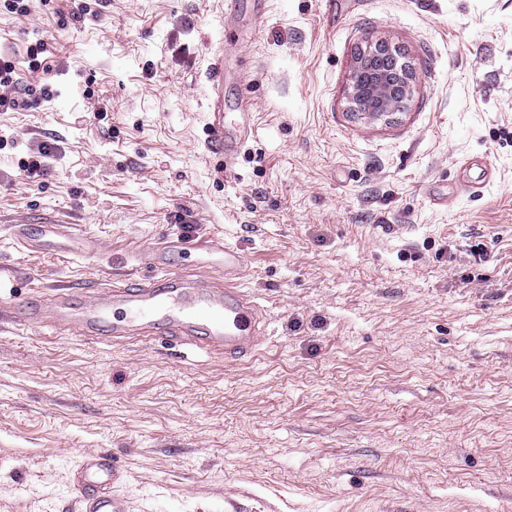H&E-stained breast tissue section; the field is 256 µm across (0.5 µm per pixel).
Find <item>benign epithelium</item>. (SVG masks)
<instances>
[{"mask_svg":"<svg viewBox=\"0 0 512 512\" xmlns=\"http://www.w3.org/2000/svg\"><path fill=\"white\" fill-rule=\"evenodd\" d=\"M418 81L416 70L386 52L384 44H369L351 68L346 96L358 115L370 120L405 108Z\"/></svg>","mask_w":512,"mask_h":512,"instance_id":"obj_1","label":"benign epithelium"}]
</instances>
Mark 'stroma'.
<instances>
[{
    "instance_id": "1",
    "label": "stroma",
    "mask_w": 512,
    "mask_h": 512,
    "mask_svg": "<svg viewBox=\"0 0 512 512\" xmlns=\"http://www.w3.org/2000/svg\"><path fill=\"white\" fill-rule=\"evenodd\" d=\"M252 4L0 0V50L41 38L58 63L51 101L0 113V512H85L74 474L99 453L125 512H512V0ZM375 41L419 73L387 122L345 94ZM219 46L224 111L253 115L229 168L205 148ZM40 144L57 158L30 179ZM45 218L100 249L9 229ZM178 237L240 249L253 358L18 322Z\"/></svg>"
}]
</instances>
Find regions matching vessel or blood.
Returning a JSON list of instances; mask_svg holds the SVG:
<instances>
[{"mask_svg":"<svg viewBox=\"0 0 512 512\" xmlns=\"http://www.w3.org/2000/svg\"><path fill=\"white\" fill-rule=\"evenodd\" d=\"M209 101L212 120L205 141L209 153L232 160L241 142V132L251 124L249 113H224V52L216 50L210 68ZM63 225L42 223L38 245L42 251L55 250L66 237ZM201 251L207 268L224 272V283L214 286L204 280L173 273L174 252ZM146 262L155 277L130 287L106 288L96 295L76 301L63 293L53 299L28 302L22 311L23 323L31 328H47L71 336L110 338L147 333L150 340L175 341L210 356L233 361L247 357L261 345L266 335L264 307L240 286L244 261L236 246L221 240L205 242L180 239L177 245L152 249ZM124 312L122 323L112 320L114 307ZM119 476L108 455L87 457L75 476L86 512H121L119 501L108 491Z\"/></svg>","mask_w":512,"mask_h":512,"instance_id":"obj_1","label":"vessel or blood"}]
</instances>
